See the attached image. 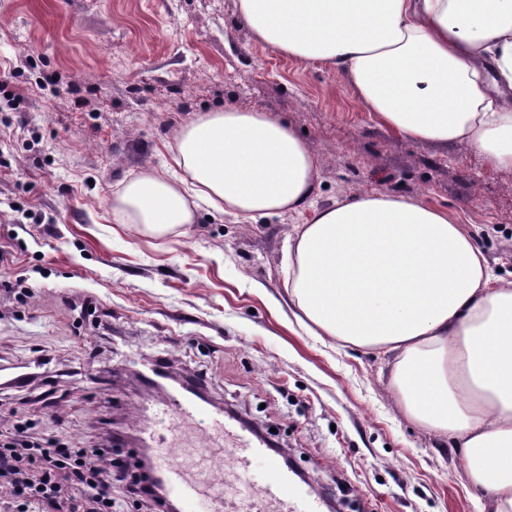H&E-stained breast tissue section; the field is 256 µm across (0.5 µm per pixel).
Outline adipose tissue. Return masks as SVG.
<instances>
[{
	"mask_svg": "<svg viewBox=\"0 0 512 512\" xmlns=\"http://www.w3.org/2000/svg\"><path fill=\"white\" fill-rule=\"evenodd\" d=\"M255 38L326 65L389 128L464 142L512 170V0H239ZM182 170L125 179L112 220L164 238L199 203L248 220L299 211L317 160L271 115L234 106L177 127ZM288 298L313 336L390 358L402 416L451 441L490 512H512V280L466 225L399 195L315 210L288 242Z\"/></svg>",
	"mask_w": 512,
	"mask_h": 512,
	"instance_id": "adipose-tissue-1",
	"label": "adipose tissue"
}]
</instances>
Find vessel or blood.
Segmentation results:
<instances>
[{
	"instance_id": "b4317fda",
	"label": "vessel or blood",
	"mask_w": 512,
	"mask_h": 512,
	"mask_svg": "<svg viewBox=\"0 0 512 512\" xmlns=\"http://www.w3.org/2000/svg\"><path fill=\"white\" fill-rule=\"evenodd\" d=\"M153 466L166 495L183 512H322V501L296 483L261 442L247 439L225 424L223 416L184 393H174L155 410L148 431ZM226 454L231 465L224 487H207L194 476L197 460Z\"/></svg>"
}]
</instances>
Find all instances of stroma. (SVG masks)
<instances>
[{"mask_svg":"<svg viewBox=\"0 0 512 512\" xmlns=\"http://www.w3.org/2000/svg\"><path fill=\"white\" fill-rule=\"evenodd\" d=\"M0 74L24 94L0 112V366L51 359L0 389L1 413L78 447L142 431L135 375L157 363L271 434L338 512H489L450 442L402 417L387 358L298 326L286 249L313 208L375 191L458 216L510 277L512 171L398 135L330 68L258 42L238 0H0ZM227 105L311 145L310 207H204L167 238L114 223L120 182L166 169L176 127Z\"/></svg>","mask_w":512,"mask_h":512,"instance_id":"35a3bbf8","label":"stroma"}]
</instances>
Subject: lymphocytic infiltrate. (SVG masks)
I'll use <instances>...</instances> for the list:
<instances>
[{"label": "lymphocytic infiltrate", "instance_id": "1", "mask_svg": "<svg viewBox=\"0 0 512 512\" xmlns=\"http://www.w3.org/2000/svg\"><path fill=\"white\" fill-rule=\"evenodd\" d=\"M111 448L44 439L31 422L0 431V512H112Z\"/></svg>", "mask_w": 512, "mask_h": 512}]
</instances>
